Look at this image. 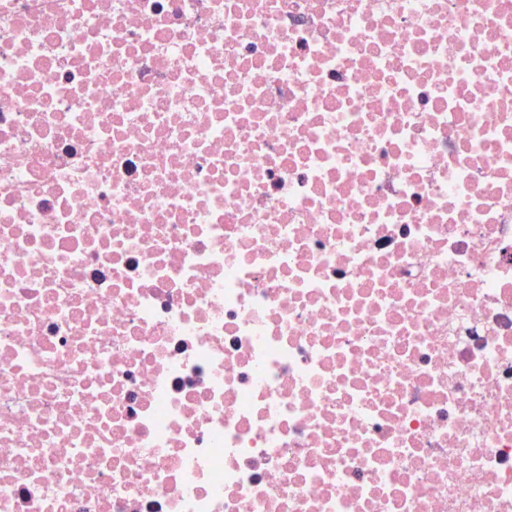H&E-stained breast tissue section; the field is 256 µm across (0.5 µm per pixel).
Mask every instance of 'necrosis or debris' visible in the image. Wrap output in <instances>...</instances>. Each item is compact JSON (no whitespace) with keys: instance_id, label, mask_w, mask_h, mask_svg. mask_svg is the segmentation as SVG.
Returning a JSON list of instances; mask_svg holds the SVG:
<instances>
[{"instance_id":"obj_1","label":"necrosis or debris","mask_w":512,"mask_h":512,"mask_svg":"<svg viewBox=\"0 0 512 512\" xmlns=\"http://www.w3.org/2000/svg\"><path fill=\"white\" fill-rule=\"evenodd\" d=\"M0 512H512V0H0Z\"/></svg>"}]
</instances>
